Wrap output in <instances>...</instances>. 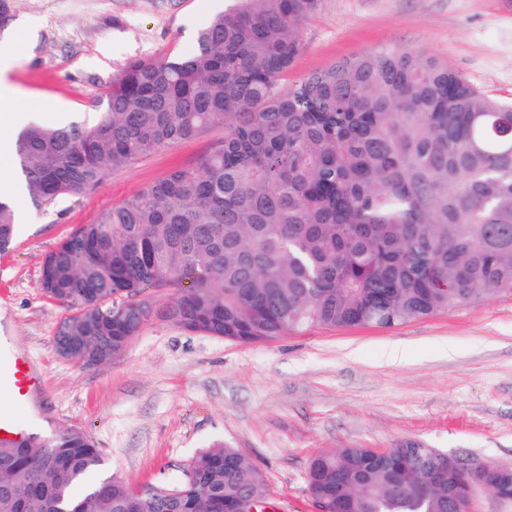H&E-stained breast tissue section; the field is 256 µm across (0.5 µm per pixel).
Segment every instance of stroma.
Here are the masks:
<instances>
[{
  "label": "stroma",
  "mask_w": 512,
  "mask_h": 512,
  "mask_svg": "<svg viewBox=\"0 0 512 512\" xmlns=\"http://www.w3.org/2000/svg\"><path fill=\"white\" fill-rule=\"evenodd\" d=\"M224 0H10L0 46L15 93L0 102L26 125L95 123L132 60L190 51ZM382 46L422 52L489 97L512 103V0H321L280 82ZM206 135L161 149L79 196L26 202L0 253V335L43 375L33 431L76 428L108 473L140 488L176 482L223 443L260 470L281 512H311V460L339 448L418 442L471 463L512 465V296L393 328L315 327L239 344L146 322L108 363L62 357L68 312L40 287L45 257L81 225L211 148ZM395 345L404 359L388 361Z\"/></svg>",
  "instance_id": "35a3bbf8"
}]
</instances>
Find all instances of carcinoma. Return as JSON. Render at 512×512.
Returning <instances> with one entry per match:
<instances>
[{
  "label": "carcinoma",
  "mask_w": 512,
  "mask_h": 512,
  "mask_svg": "<svg viewBox=\"0 0 512 512\" xmlns=\"http://www.w3.org/2000/svg\"><path fill=\"white\" fill-rule=\"evenodd\" d=\"M320 3L235 0L192 51L131 62L94 124L24 131L20 170L42 205L224 131L46 256L42 288L71 311L66 335L85 349L149 319L255 344L313 327L392 328L512 295V104L400 47L281 91ZM14 231L0 202V252ZM148 288L174 294L153 314ZM103 466L75 428L0 445V512H224L243 496L258 512L272 499L227 445L146 502ZM464 472L412 442L384 457L341 448L311 461L308 486L323 512H463L448 507V475Z\"/></svg>",
  "instance_id": "cac0c4a2"
}]
</instances>
